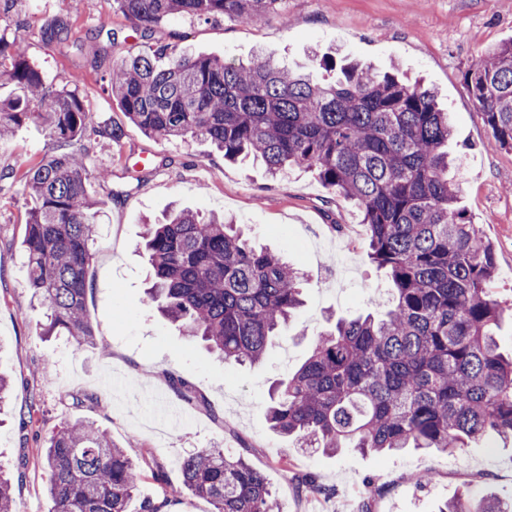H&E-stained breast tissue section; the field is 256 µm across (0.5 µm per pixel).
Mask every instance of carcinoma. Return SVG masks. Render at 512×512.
Instances as JSON below:
<instances>
[{
	"label": "carcinoma",
	"instance_id": "cac0c4a2",
	"mask_svg": "<svg viewBox=\"0 0 512 512\" xmlns=\"http://www.w3.org/2000/svg\"><path fill=\"white\" fill-rule=\"evenodd\" d=\"M280 0H112V12L142 38L173 18L256 23ZM127 119L159 139H204L224 159L253 158L278 176L301 166L358 210L369 258L387 270L393 304L380 317H340L273 389L267 419L298 448L361 453L462 450L491 432L512 437V352L496 340L507 308L486 285L493 246L460 206L448 177L453 125L435 91L395 73L349 63L334 80L298 73L269 58L227 62L175 45H143L102 75ZM495 143L512 150V40L466 73ZM0 136L33 121L52 150L21 177L32 198L22 251L29 288L45 308L39 335L81 346L97 338L86 313L88 268L101 202L87 188V132L121 141L114 125L90 126L79 87L46 82L27 46L0 35ZM157 306L182 333L225 364L262 360L303 304L307 275L256 247L237 225L189 208L147 225ZM174 394L193 385L167 374ZM53 512H127L140 465L93 419L64 422L43 448ZM182 485L215 512H272L265 475L225 448H199L177 462ZM0 512H14V477L0 467ZM438 512H512L493 492L466 491Z\"/></svg>",
	"mask_w": 512,
	"mask_h": 512
}]
</instances>
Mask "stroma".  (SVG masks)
I'll list each match as a JSON object with an SVG mask.
<instances>
[{
    "label": "stroma",
    "mask_w": 512,
    "mask_h": 512,
    "mask_svg": "<svg viewBox=\"0 0 512 512\" xmlns=\"http://www.w3.org/2000/svg\"><path fill=\"white\" fill-rule=\"evenodd\" d=\"M281 9L287 20L257 24L170 20L154 27L150 40L230 62L261 53L291 66L307 64L311 50L334 51L424 78L451 112L458 161L450 176L460 203L495 249L491 294L512 303V150L495 144L465 82L482 54L512 39V0H283ZM104 13L111 29L99 27ZM57 19L66 23L67 39L51 36ZM0 33L25 40L47 83L80 76L91 125L125 131L117 144L93 136L78 144L88 158L87 188L103 203L86 311L106 347L40 336L44 308L28 286L21 249L31 201L18 183L0 191V371L12 383L0 416V461L14 470L16 512H51L41 450L55 427L82 418L98 420L140 464L143 479L129 512L163 496L173 499L171 512H214L209 501L182 488L174 465L193 449L213 447L234 449L261 470L279 512H435L464 488L512 499V439L491 435L465 450L433 455L346 448L330 456L298 450L271 430L269 387L307 359L327 315L353 317L389 303L390 283L368 257L359 212L310 171L274 178L263 167L225 161L207 142L159 140L129 123L100 76L140 36L113 14L110 0L93 7L87 0H20L0 11ZM97 50L98 69L91 65ZM51 147L43 127L26 123L0 142V169L23 173ZM144 155L154 168L131 182L125 171ZM104 168L112 171L105 182L97 177ZM175 202L233 217L253 241L308 272L304 306L259 364L220 363L201 341L142 306L151 272L144 221L162 218ZM49 365L54 371L47 376ZM167 370L193 383L205 405L178 398L163 377ZM76 394L84 403L73 404ZM158 466L167 482L154 480ZM424 471L432 478L418 483L415 476ZM298 473L314 474L318 491L297 493Z\"/></svg>",
    "instance_id": "stroma-1"
}]
</instances>
